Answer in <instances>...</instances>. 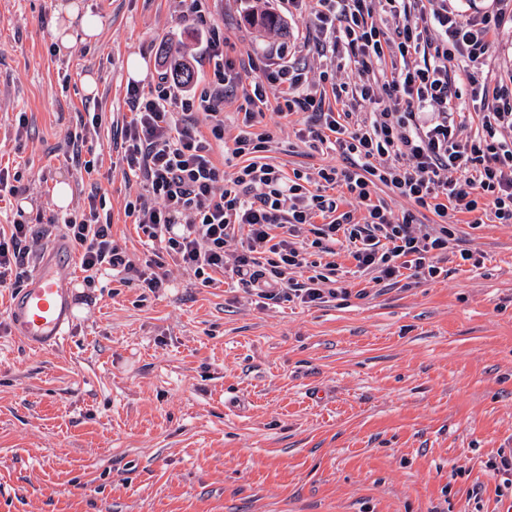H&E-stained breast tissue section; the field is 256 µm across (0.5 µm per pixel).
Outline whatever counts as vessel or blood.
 <instances>
[{
    "label": "vessel or blood",
    "instance_id": "b4317fda",
    "mask_svg": "<svg viewBox=\"0 0 512 512\" xmlns=\"http://www.w3.org/2000/svg\"><path fill=\"white\" fill-rule=\"evenodd\" d=\"M72 277L70 248L61 240L43 256L26 286L11 297L9 319L29 348L57 347L73 324Z\"/></svg>",
    "mask_w": 512,
    "mask_h": 512
}]
</instances>
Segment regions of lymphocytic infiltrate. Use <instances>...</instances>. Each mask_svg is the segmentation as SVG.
I'll return each instance as SVG.
<instances>
[{
	"instance_id": "1",
	"label": "lymphocytic infiltrate",
	"mask_w": 512,
	"mask_h": 512,
	"mask_svg": "<svg viewBox=\"0 0 512 512\" xmlns=\"http://www.w3.org/2000/svg\"><path fill=\"white\" fill-rule=\"evenodd\" d=\"M491 2L465 15L453 0H281L286 12L313 16L319 82L309 83L301 47L285 45L278 62L264 65L262 80L242 92L224 55L223 27L207 0H188L205 39L207 85L190 88L162 74L153 88L126 87L132 117L121 129L119 163L140 190L125 214L151 242L150 259L138 261L113 240L112 214L100 211L97 189L49 225L75 245L88 284L109 272L153 292L176 268L209 287L227 271L260 298L316 303L337 265L329 260L313 271L308 251L330 256L338 247L378 282L406 270L439 277L454 236L451 218L471 215L476 228L489 214L512 224V86L485 70L496 36L512 30V0ZM346 58L361 76L352 88L337 79ZM326 83L335 96L350 93L347 109L325 110ZM271 87L279 114L310 113L298 140L338 152L342 165L288 176L254 160L272 141L262 111ZM470 101L480 106L479 128L463 138L459 119ZM228 102L242 116L231 148L239 165L230 174L214 158ZM200 113L209 132L197 125ZM382 186L408 209L397 213L379 200ZM350 198L357 209L346 208ZM420 209L435 217L424 231L416 227ZM234 236L241 249L228 266L224 247ZM42 238L23 220L0 228V288L20 279Z\"/></svg>"
}]
</instances>
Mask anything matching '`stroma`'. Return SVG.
I'll return each instance as SVG.
<instances>
[{"label": "stroma", "mask_w": 512, "mask_h": 512, "mask_svg": "<svg viewBox=\"0 0 512 512\" xmlns=\"http://www.w3.org/2000/svg\"><path fill=\"white\" fill-rule=\"evenodd\" d=\"M68 2L0 0V165L27 188V219L57 213L61 181L83 203L67 136L88 107L104 112L82 156L99 160L113 239L140 255L124 214L139 186L113 149L131 118L127 58L141 55L149 85L165 50L198 58L201 34L181 0H77L101 21L82 40ZM274 5L208 0L230 57L264 62L312 34L307 11L272 30L249 23ZM64 26L76 39L62 47ZM307 120L266 108L267 163L339 162L299 142ZM453 230L480 266L452 254L438 278L387 285L340 254L345 291L315 305L178 270L155 294L109 275L79 282L77 320L45 352L15 336L0 288V512H502L487 462L512 449V224Z\"/></svg>", "instance_id": "1"}]
</instances>
